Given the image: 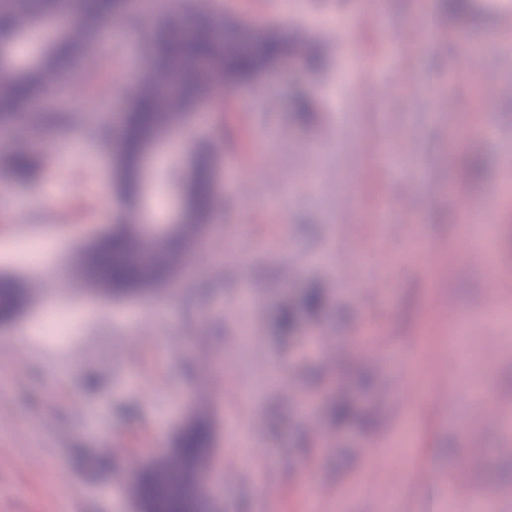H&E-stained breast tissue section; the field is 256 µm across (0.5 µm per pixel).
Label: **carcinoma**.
Wrapping results in <instances>:
<instances>
[{
    "mask_svg": "<svg viewBox=\"0 0 512 512\" xmlns=\"http://www.w3.org/2000/svg\"><path fill=\"white\" fill-rule=\"evenodd\" d=\"M450 18L467 14L473 0H439ZM128 13V0H0V126H9L41 99L46 75L66 79L99 36L107 18ZM145 63L130 96L115 162L120 203L135 207L141 197L143 160L169 131L185 122L203 100L208 77L247 85L284 60L319 68V49L306 38H283L251 26L226 29L213 13L191 7L175 14L144 44ZM0 166L22 187L43 173L45 160L20 147L0 157ZM206 148L194 150L185 174L166 179L181 203L177 221L159 230L121 217L97 239L83 259L86 279L115 298L167 285L188 259L194 238L215 219L219 192ZM26 295L13 279H0V322L12 320ZM210 430L190 422L169 454L146 465L136 479L140 498L152 512H205L194 473L209 451Z\"/></svg>",
    "mask_w": 512,
    "mask_h": 512,
    "instance_id": "carcinoma-1",
    "label": "carcinoma"
}]
</instances>
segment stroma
<instances>
[{
    "instance_id": "obj_1",
    "label": "stroma",
    "mask_w": 512,
    "mask_h": 512,
    "mask_svg": "<svg viewBox=\"0 0 512 512\" xmlns=\"http://www.w3.org/2000/svg\"><path fill=\"white\" fill-rule=\"evenodd\" d=\"M504 2L474 0L451 21L432 0H213L225 22L306 35L323 64L268 69L188 120L227 208L192 278L149 296L104 295L81 262L121 208L95 110L121 126L160 17L122 24L106 54L78 64L64 126L33 140L28 124L10 127L0 155L31 142L50 169L32 189L0 172V249L36 238L56 252L46 268L0 261L30 293L0 323V512H135L131 471L200 409L209 512H424L434 497L440 512H470L478 492L512 512V39L491 20ZM389 34L409 42L390 59ZM454 186L472 208L449 200ZM381 199L392 208L376 223ZM313 287L323 304L311 313L298 302ZM51 301L79 315L61 348L31 334ZM290 305L286 336L277 316ZM452 306L481 316L466 372L448 363ZM311 339L323 355L302 359ZM468 373L490 393L484 410L444 402ZM340 402L352 408L341 424ZM452 477L461 489L447 500Z\"/></svg>"
}]
</instances>
